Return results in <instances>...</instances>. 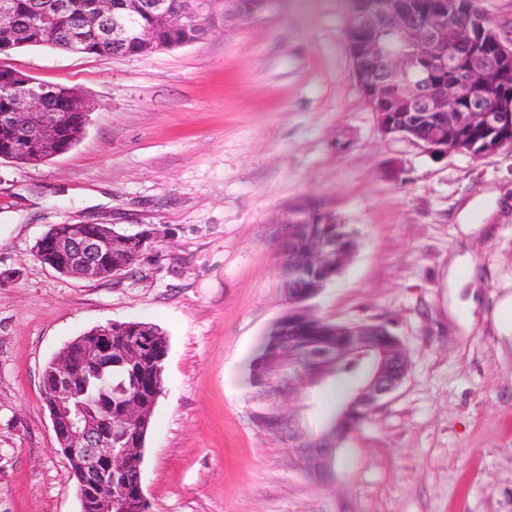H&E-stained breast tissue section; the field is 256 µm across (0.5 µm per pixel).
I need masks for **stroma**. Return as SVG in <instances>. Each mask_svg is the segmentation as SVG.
Wrapping results in <instances>:
<instances>
[{
  "instance_id": "1",
  "label": "stroma",
  "mask_w": 512,
  "mask_h": 512,
  "mask_svg": "<svg viewBox=\"0 0 512 512\" xmlns=\"http://www.w3.org/2000/svg\"><path fill=\"white\" fill-rule=\"evenodd\" d=\"M223 14L215 0L206 38L173 50L10 56L95 107L69 152L0 163V512H80L41 376L113 321L168 339L141 463L149 512H512V148L436 159L384 137L347 0H272L230 27ZM304 201L359 232L313 312L387 325L408 361L329 485L253 424L245 383L288 306L277 231ZM470 203L481 223L465 232ZM86 222L165 242L118 279L34 258L52 225Z\"/></svg>"
}]
</instances>
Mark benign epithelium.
<instances>
[{
  "mask_svg": "<svg viewBox=\"0 0 512 512\" xmlns=\"http://www.w3.org/2000/svg\"><path fill=\"white\" fill-rule=\"evenodd\" d=\"M189 7L181 11L169 9L167 0H152L150 9L155 27L138 28L134 24L137 6L129 13H114L112 0H93L83 24L69 30L66 50L85 52L82 31L105 24L111 28L112 41L121 42L135 36L141 48L151 53L171 50L202 39L211 21L213 0H187ZM389 29L399 45L393 54L379 52L374 35V15L365 6L354 13L347 32L348 50L359 90L371 111L375 112L381 133L386 137H402L416 141V127L425 121L433 123L430 139L421 143L434 157L460 152L475 161L512 148V42L503 40L496 29L479 21L473 0H428L422 8L415 0H387L384 10ZM24 28L14 11L0 3V69L14 72L17 82L12 87L10 108L0 114V123L14 133L13 141L0 150V161L35 165L62 155L73 148L85 129L92 103L79 93H72L71 108L76 121L57 112L48 102L49 85L3 59L9 51L26 47L29 42L19 36ZM38 45L59 48L52 19L41 21ZM418 69L433 75L434 85L425 87L409 79ZM315 214L302 207L288 211L281 234L292 241L293 225L310 224ZM112 237L105 225L98 223L68 224L65 231L50 229L35 243L36 258L49 253V268L78 279L118 278L132 262L146 251L155 250L159 241L155 232H143L127 239L119 238L129 248L115 261L104 253L103 240ZM325 278L335 277L352 254L340 238H308L299 243ZM283 287L289 296L304 297L312 292L300 287L295 269L283 266ZM346 336L343 349L336 358L353 353H372L367 380L351 393L336 412L340 421L345 412L360 410L367 414L403 382L406 361L399 342L382 346L383 327L377 323L341 326ZM75 353L65 350L46 369L41 387L49 410L59 450L75 462L76 481L82 512H126V477L137 485V496L146 501L142 489L140 448L112 447V418L82 415L75 402L83 396L81 386L70 372ZM296 359L293 342L286 340L275 347L265 366L264 390L256 402L269 429L298 442L306 437L299 413L286 411L270 403L282 383L299 391L305 376H291ZM125 417L132 424L146 419V400L137 396L125 399ZM344 439L341 431L331 441L317 442L301 449L303 468L321 482L332 477L329 461L337 444ZM107 486L104 495L94 493Z\"/></svg>",
  "mask_w": 512,
  "mask_h": 512,
  "instance_id": "benign-epithelium-1",
  "label": "benign epithelium"
}]
</instances>
